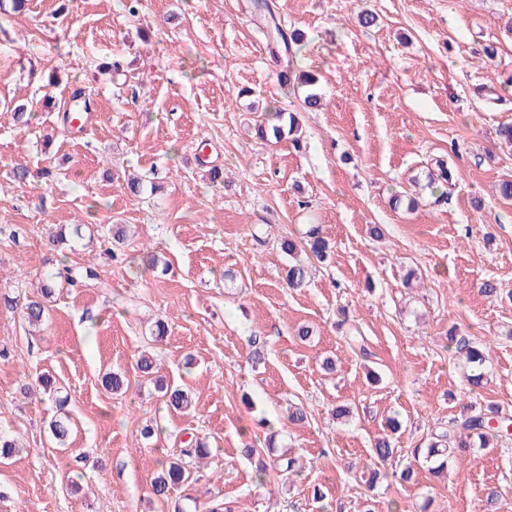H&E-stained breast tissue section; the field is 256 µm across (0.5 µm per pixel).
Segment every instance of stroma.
Listing matches in <instances>:
<instances>
[{
	"mask_svg": "<svg viewBox=\"0 0 512 512\" xmlns=\"http://www.w3.org/2000/svg\"><path fill=\"white\" fill-rule=\"evenodd\" d=\"M24 2L0 0V226L22 229L0 237V294L36 297L61 264L94 263L99 278L56 283L37 327L0 310V430L20 448L0 464V512H173L211 493L235 512H482L490 488L512 512V435L468 450L447 478L421 465L395 477L463 406L512 417V201L496 194L512 180L496 136L512 122V0H268L304 35L296 67L318 79L314 109L282 84L259 0H140L133 13L128 0ZM77 89L90 100L80 131L62 123ZM20 104L34 114L25 129ZM273 105L298 113L299 142L255 137ZM438 159L453 172L443 199L427 186ZM20 165L28 180H14ZM114 224L128 233L112 246ZM311 224L331 254L288 287L280 242ZM488 279L501 297L480 292ZM350 324L370 356L347 344ZM452 332L489 346L481 393L447 349ZM144 350L155 375L137 366ZM45 372L67 399L63 446L48 429L56 397L22 389ZM109 372L121 391L103 386ZM159 378L188 389L191 410L168 408ZM292 405L303 423L288 422ZM339 405L352 418L334 419ZM393 413L403 432L381 464L373 444ZM187 434L209 455L157 499L158 463ZM245 441L295 455L300 476L259 483Z\"/></svg>",
	"mask_w": 512,
	"mask_h": 512,
	"instance_id": "obj_1",
	"label": "stroma"
}]
</instances>
